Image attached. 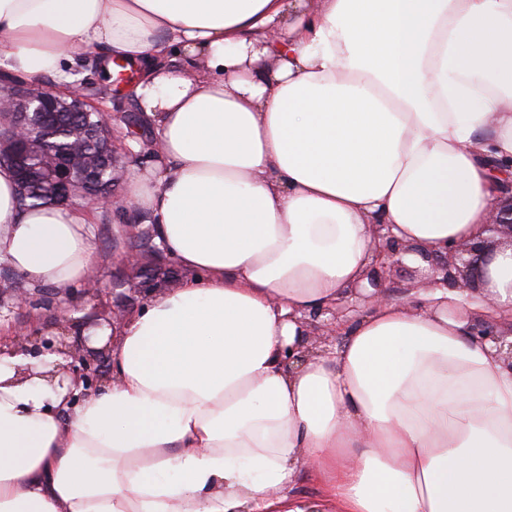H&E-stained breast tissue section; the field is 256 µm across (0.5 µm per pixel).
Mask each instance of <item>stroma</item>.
I'll return each instance as SVG.
<instances>
[{"label": "stroma", "mask_w": 512, "mask_h": 512, "mask_svg": "<svg viewBox=\"0 0 512 512\" xmlns=\"http://www.w3.org/2000/svg\"><path fill=\"white\" fill-rule=\"evenodd\" d=\"M108 114L114 115V146L117 154L126 162V180L115 184L117 194H125L129 177L145 173L154 163L156 154L152 143L159 135L148 120L138 125L126 123L129 115L138 114L139 108L132 92L118 88L114 95L102 102ZM72 208L87 212L92 217L90 243L96 262L88 278L98 282L95 293H88L84 286L71 289L68 298L73 318H81L89 311L116 313L122 320H129L142 311L158 294L178 287L188 272L176 259L164 255L155 238L149 237L153 224L149 215L140 207L113 212L103 210L89 200L77 198ZM141 256L143 270H134L124 262L127 253ZM162 260L164 273L151 272L155 260ZM10 286L28 292L30 305L16 310L10 319H0V336L8 337L12 328L25 327L37 335L52 337L57 333L58 314L56 306L60 297L57 288L51 285L32 286L7 262L0 261V287Z\"/></svg>", "instance_id": "stroma-1"}]
</instances>
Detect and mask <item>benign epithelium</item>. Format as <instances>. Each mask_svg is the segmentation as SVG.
<instances>
[{
    "label": "benign epithelium",
    "instance_id": "obj_1",
    "mask_svg": "<svg viewBox=\"0 0 512 512\" xmlns=\"http://www.w3.org/2000/svg\"><path fill=\"white\" fill-rule=\"evenodd\" d=\"M85 85L69 83L66 90L57 91L36 82H25L10 76H0V111L12 113L14 123L9 132L0 137V149L7 163L16 173L19 191L27 196L33 187L52 197L58 204H66L77 195L92 198L104 208L125 209L130 198L119 199L112 192L119 171V161L112 145L113 129L110 128L105 111L93 98L84 93ZM97 112L100 121L93 127L81 130L86 139L99 143V153L92 162L86 163L74 157L69 148L60 147L49 154L39 165L31 163L36 155L35 147L51 137L64 135V115L67 113ZM488 236L476 240L453 244L443 255H430L423 249L396 239L389 232V225H373L372 263L365 274L368 294L362 293V285L350 288V295L359 300L374 302L387 299V285L383 277L387 269L402 265V255L417 253L428 263L422 274L426 286L452 285L469 291L485 290L488 266L493 251L500 246L499 237L507 236L512 244V202L505 208L491 207L490 221L485 224ZM343 308L336 304L313 312L303 322L301 343L307 350L319 347L318 320L329 315L330 323L338 321ZM113 328V321L104 323L80 322L75 325L74 335L44 338L33 336L27 328L13 331L11 347L0 346V355L7 353L38 355L44 351L62 357L57 363L56 373L71 380L75 385L83 384L84 390H96L101 380L100 367L112 355V336L100 347H93L94 337L84 335L90 329ZM477 333L489 336L499 344V352L512 366V340L505 335H495L491 326L480 321L475 324Z\"/></svg>",
    "mask_w": 512,
    "mask_h": 512
}]
</instances>
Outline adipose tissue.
Returning a JSON list of instances; mask_svg holds the SVG:
<instances>
[{
	"mask_svg": "<svg viewBox=\"0 0 512 512\" xmlns=\"http://www.w3.org/2000/svg\"><path fill=\"white\" fill-rule=\"evenodd\" d=\"M133 65L160 135L129 194L190 275L72 397L53 355L0 357V512H512V366L444 286L361 309L304 358L302 323L371 261L481 236L512 191V0H0V66L68 81ZM87 213L21 209L0 165V261L69 290ZM512 315V249L489 266ZM36 376L17 379L18 369Z\"/></svg>",
	"mask_w": 512,
	"mask_h": 512,
	"instance_id": "obj_1",
	"label": "adipose tissue"
}]
</instances>
